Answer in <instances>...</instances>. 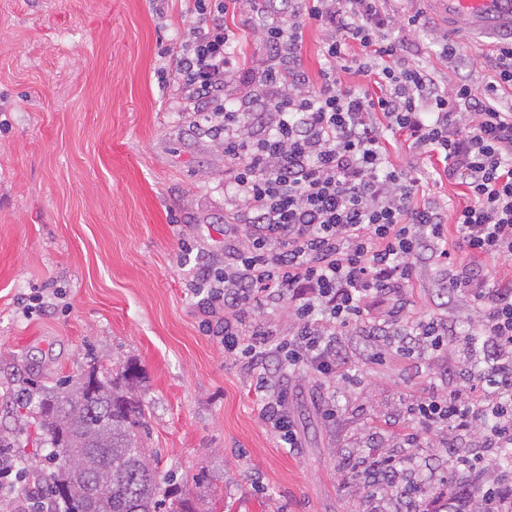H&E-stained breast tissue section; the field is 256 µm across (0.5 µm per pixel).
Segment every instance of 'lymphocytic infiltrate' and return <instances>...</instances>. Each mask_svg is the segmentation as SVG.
Listing matches in <instances>:
<instances>
[{
    "label": "lymphocytic infiltrate",
    "instance_id": "lymphocytic-infiltrate-1",
    "mask_svg": "<svg viewBox=\"0 0 512 512\" xmlns=\"http://www.w3.org/2000/svg\"><path fill=\"white\" fill-rule=\"evenodd\" d=\"M299 2L286 17L262 0L249 3L274 60L257 75L268 90L258 137L248 112L224 105L238 49L224 18L239 0H193L189 9L196 34L176 72L188 105L207 112L234 164L235 237L224 247V265L203 267L194 290L208 315L203 326L246 359L262 388L273 368L348 376L334 338L358 322L382 335L387 323L371 314L382 303L410 343L438 350L450 342L452 323L413 311V275L430 255L443 287L481 304L491 374L481 392L437 393L410 412L425 430L478 429L488 452L511 448L512 282L491 276L483 261L512 260V113L496 100L499 85L512 86V42L498 47L495 80L483 92L464 82L447 90L415 64L390 66L398 46L387 36L392 24L381 0ZM310 21L329 30L317 89L298 65ZM356 46L363 52L357 64ZM354 67L367 87L343 84ZM393 136L436 157L468 205L449 217L438 204L418 203L415 182L390 160ZM283 303L295 317L288 333L269 318ZM259 414L285 447L298 446L284 395H264Z\"/></svg>",
    "mask_w": 512,
    "mask_h": 512
}]
</instances>
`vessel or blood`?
<instances>
[{"instance_id": "obj_1", "label": "vessel or blood", "mask_w": 512, "mask_h": 512, "mask_svg": "<svg viewBox=\"0 0 512 512\" xmlns=\"http://www.w3.org/2000/svg\"><path fill=\"white\" fill-rule=\"evenodd\" d=\"M450 25L483 35L512 37V0H431Z\"/></svg>"}]
</instances>
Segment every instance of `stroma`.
Here are the masks:
<instances>
[{
    "label": "stroma",
    "mask_w": 512,
    "mask_h": 512,
    "mask_svg": "<svg viewBox=\"0 0 512 512\" xmlns=\"http://www.w3.org/2000/svg\"><path fill=\"white\" fill-rule=\"evenodd\" d=\"M385 7L400 14L391 35L402 60L447 87L464 80L479 92L493 80L497 38L449 27L428 0ZM416 12L425 23L414 28L405 17ZM226 22L243 41L242 68H266L254 12ZM195 26L183 0H0V455L38 481L51 446L16 395L79 374L93 356L142 372L147 456L198 512H352L363 489L345 467L351 454L401 457L435 500L500 483L489 458L449 476L451 456L475 453L476 437L417 430L408 411L465 388L462 369L490 366L483 351H464L476 303L440 288L429 263L416 269L415 310L448 314L456 340L406 358L349 326L336 343L354 382L274 378L300 448L261 421L248 365L203 332L190 293L200 267L224 260L231 188L223 145L181 108L171 49ZM447 41L455 59L440 54ZM390 155L416 180L417 201L467 204L418 148L400 140ZM412 429L414 444L395 440Z\"/></svg>",
    "instance_id": "stroma-1"
}]
</instances>
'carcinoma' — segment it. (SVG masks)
<instances>
[{
	"label": "carcinoma",
	"mask_w": 512,
	"mask_h": 512,
	"mask_svg": "<svg viewBox=\"0 0 512 512\" xmlns=\"http://www.w3.org/2000/svg\"><path fill=\"white\" fill-rule=\"evenodd\" d=\"M37 426L51 444L43 479L54 512H195L193 503L167 492L173 476L159 474L146 457L147 436L141 376L128 364L114 376L93 359L77 376L40 393ZM362 512H384L372 503L405 493L419 503L425 486L397 471L368 466ZM486 490L476 485L468 507L445 512H482Z\"/></svg>",
	"instance_id": "cac0c4a2"
}]
</instances>
